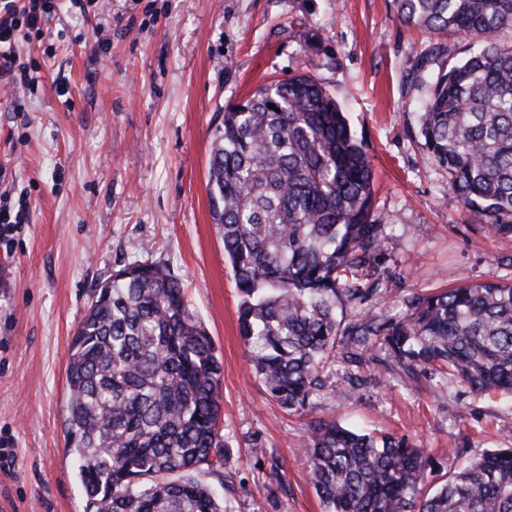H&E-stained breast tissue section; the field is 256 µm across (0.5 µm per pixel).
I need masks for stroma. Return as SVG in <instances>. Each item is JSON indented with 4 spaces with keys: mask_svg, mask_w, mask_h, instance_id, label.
Wrapping results in <instances>:
<instances>
[{
    "mask_svg": "<svg viewBox=\"0 0 512 512\" xmlns=\"http://www.w3.org/2000/svg\"><path fill=\"white\" fill-rule=\"evenodd\" d=\"M96 18L70 5L51 38L19 33L37 61L27 93L0 84V162L27 209L0 243V512H84L76 457L65 446L71 341L93 289L152 260L180 278L223 366L222 474L227 512H323L301 443L336 416L373 434L409 436L436 463L430 488L463 460L512 448V394L460 396L368 359L335 364L305 416L289 414L255 378L238 327V294L208 199V161L226 105L299 73L325 83L361 136L385 226L392 286L370 304L390 317L410 290L512 282V237L465 215L447 169L419 135L429 74L466 54L401 23L390 0H102ZM313 36L304 46L303 35ZM426 52L423 70L408 57ZM21 101L24 111L13 110Z\"/></svg>",
    "mask_w": 512,
    "mask_h": 512,
    "instance_id": "35a3bbf8",
    "label": "stroma"
}]
</instances>
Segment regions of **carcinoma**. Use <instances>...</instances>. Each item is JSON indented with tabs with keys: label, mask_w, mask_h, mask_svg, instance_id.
<instances>
[{
	"label": "carcinoma",
	"mask_w": 512,
	"mask_h": 512,
	"mask_svg": "<svg viewBox=\"0 0 512 512\" xmlns=\"http://www.w3.org/2000/svg\"><path fill=\"white\" fill-rule=\"evenodd\" d=\"M404 24L469 40L429 77L419 129L466 216L512 237V0H391ZM275 108H269V105ZM210 207L240 296V337L281 407L303 413L327 365L379 353L482 396L512 392V284L414 290L405 313L362 306L389 282L374 175L335 98L300 73L224 111ZM67 368V448L84 512H226L199 478L224 465L222 365L179 279L139 261L96 287ZM304 448L324 512H512V448L465 465L434 492L427 451L322 418Z\"/></svg>",
	"instance_id": "obj_1"
}]
</instances>
